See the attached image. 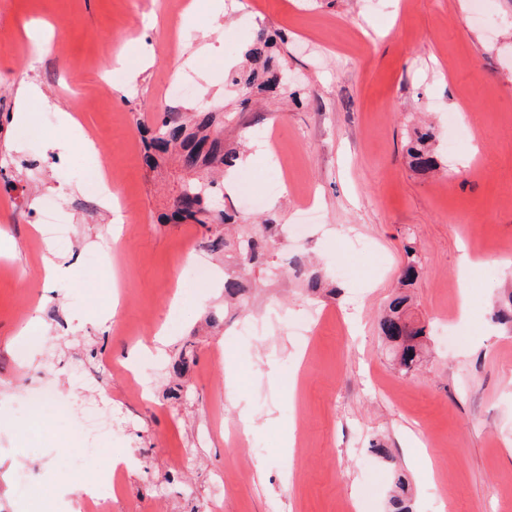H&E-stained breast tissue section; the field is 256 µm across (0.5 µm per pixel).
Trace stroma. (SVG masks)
<instances>
[{
	"mask_svg": "<svg viewBox=\"0 0 512 512\" xmlns=\"http://www.w3.org/2000/svg\"><path fill=\"white\" fill-rule=\"evenodd\" d=\"M182 3L195 7L188 28L168 0H0V246L9 247L0 256V512H74L73 498L52 509L41 501L82 447L73 402L94 395L111 402V451L128 461L111 512H390L398 471L412 512H512V334L492 319L512 281L502 250L512 243V0ZM38 22L50 36L27 39L24 26ZM263 27L286 38L288 97L244 109L224 76ZM135 54L148 63L133 81L119 60ZM188 71L223 108L227 142L246 137L241 168L264 197L224 199L244 219L268 221L245 314L224 307V262L201 248L204 228L159 221L178 170L141 160L140 127L176 108L169 87ZM22 83L41 95L19 125ZM47 106L93 139L124 218L87 198L69 174L74 155L46 152ZM423 116L442 159L434 172L414 170L406 153ZM274 168L289 187L269 196L260 178ZM35 197L66 213L68 246L37 231ZM309 200L320 223L300 222ZM407 243L420 259L411 294L428 353L404 375L378 318ZM48 254L61 266L50 282ZM466 254L479 261L469 271ZM297 258L336 294L307 293ZM194 264L208 268V285L186 280ZM118 285L116 314L101 322L94 310ZM212 308L224 312L216 329L203 325ZM312 311L305 352L276 315ZM256 320L268 321L266 335L241 338ZM26 327L42 339L32 361L15 348ZM185 349L196 361L174 375ZM135 355L145 370L134 381ZM47 383L70 401L67 414L18 419L17 402ZM373 442L389 456L369 453ZM259 443L265 454L254 453ZM20 470L30 475L23 488Z\"/></svg>",
	"mask_w": 512,
	"mask_h": 512,
	"instance_id": "1",
	"label": "stroma"
}]
</instances>
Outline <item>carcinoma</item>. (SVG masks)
Segmentation results:
<instances>
[{"label": "carcinoma", "instance_id": "carcinoma-1", "mask_svg": "<svg viewBox=\"0 0 512 512\" xmlns=\"http://www.w3.org/2000/svg\"><path fill=\"white\" fill-rule=\"evenodd\" d=\"M284 36L264 30L251 39L244 52L245 64L230 72L227 81L240 87V105L252 103V96H275L282 87L278 74L286 71L280 43ZM434 139L429 126L414 129V138L408 148L411 166L420 171L439 168L432 147ZM144 164L151 170L172 162L180 170L174 186L173 211L162 216L163 222H187L207 228L210 235L202 247L214 253H224L225 262L234 266H253L261 251L268 245L259 230H244L229 237L212 227L236 223V216L224 209L214 211L210 202L224 195L226 175L237 166L240 152L224 142V113L206 107L192 112L171 110L163 113L154 127L142 130ZM405 261L400 277L402 291L388 302L380 318L379 328L390 342L401 373L408 375L418 369L423 356L425 327L411 311L408 288L418 276L419 257L415 246L404 247ZM251 287L249 281L236 272L224 274V297L247 309ZM496 323L512 331V292L506 291L493 314ZM407 479L395 474L398 493L391 500L392 512H412L405 496Z\"/></svg>", "mask_w": 512, "mask_h": 512}]
</instances>
